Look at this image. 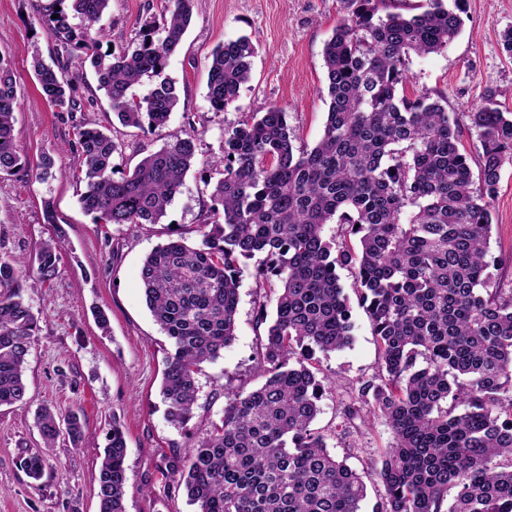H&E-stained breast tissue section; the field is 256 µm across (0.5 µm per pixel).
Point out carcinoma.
Returning a JSON list of instances; mask_svg holds the SVG:
<instances>
[{
    "label": "carcinoma",
    "mask_w": 512,
    "mask_h": 512,
    "mask_svg": "<svg viewBox=\"0 0 512 512\" xmlns=\"http://www.w3.org/2000/svg\"><path fill=\"white\" fill-rule=\"evenodd\" d=\"M112 0H51L42 22L59 45L53 64L32 47L35 79L47 103L76 111L73 51L85 54L99 89L121 125L164 126L179 103L162 76L189 26L194 0H164L142 24L139 40L103 52L93 28ZM350 19L325 42L330 99L321 139L293 144L285 108L252 112L224 129L221 178L198 225L200 240L170 237L143 261L147 306L170 343L161 392L171 423L195 416L201 365L221 357L236 337L239 279L245 261L262 256L255 280L279 285L273 316L260 302L265 343L257 368L264 382L237 392L188 455L163 459L175 489L195 512H360L362 475L328 449L312 428L327 377L315 352L351 345L352 307L340 285L353 288L380 349L379 373L358 387L346 417L360 408L382 417L395 444L365 474L384 489L379 512H512V288H504L487 256L492 203L501 170L512 163V112L496 92L470 114L480 143L479 176L458 147L460 121L428 94L399 95L411 55L440 53L460 33L462 0L450 10L427 0L416 15L390 10L389 0H345ZM57 18H52V15ZM87 21L79 30L70 15ZM255 47L247 36L212 52L206 97L217 111L237 100L251 79ZM160 81L130 94L143 75ZM17 97L0 60V176L28 167L14 138ZM195 133L143 157L112 177L119 144L112 133L77 125L70 146L83 167L72 178L93 223L158 224L195 163ZM337 225L325 235V226ZM62 245L50 239L35 256L51 279ZM30 270L0 257V407L26 396L23 374L38 321L23 298ZM44 445L61 435L77 448L79 414L36 413ZM125 433L112 421L97 481L99 512H126ZM19 465L37 479L43 456Z\"/></svg>",
    "instance_id": "1"
}]
</instances>
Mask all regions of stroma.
<instances>
[{
    "label": "stroma",
    "mask_w": 512,
    "mask_h": 512,
    "mask_svg": "<svg viewBox=\"0 0 512 512\" xmlns=\"http://www.w3.org/2000/svg\"><path fill=\"white\" fill-rule=\"evenodd\" d=\"M48 2L0 0V58L13 72L18 101L15 143L30 162L29 169L0 179V257L32 258L41 242L63 238L55 277L45 281L33 273L24 283L23 297L38 318L39 331L25 371L26 402L0 407V512H98L100 454L115 420L127 441V512H194L184 492L166 490L162 461L174 452H191L222 417L228 393L258 384L256 357L264 335L256 324L260 290L252 270H245L236 338L220 358L203 364L195 416L177 427L167 417L161 394L169 343L145 303L142 261L172 231L198 240L202 215L212 204L209 184L219 177L211 162L223 154L225 128L243 113L286 108L295 146L311 147L320 139L329 106L320 93L325 86L323 47L348 11L344 0H195L181 47L164 70L176 83L179 105L164 127L143 132L121 128L94 74L83 66L82 52H75L71 62L79 77L75 98L80 111H55L38 92L32 47L40 48L45 62L57 57V43L39 21V10ZM147 3L112 0L99 22L105 44L119 49L132 43L148 15ZM463 8L461 32L446 50L410 57L404 93L445 97L448 112L460 120V147L475 166L479 142L469 114L479 107L484 91L495 90L503 108L512 111V56L501 41L503 31L512 28V0H465ZM242 35L256 51L252 76L234 105L219 112L206 97L211 52ZM78 124L118 132L120 145L112 158L116 179L148 153L197 130L196 162L160 223L106 229L93 223L80 204L84 184L61 175L80 165L78 153L69 147ZM45 153L54 158L60 175L41 181L31 167ZM48 201L56 214L52 224L44 221ZM492 214L490 254L507 287L512 285V164L502 169ZM97 307L109 318V333L97 326ZM353 321L352 345L319 358L321 373L332 385L314 427L326 435L332 453L360 470L393 443L394 435L380 418L361 417L355 428L345 426L350 391L377 374L379 360L361 308H354ZM40 406L80 412V447L61 440L45 449L34 418ZM29 454L46 458L41 479L29 478L17 465L20 456Z\"/></svg>",
    "instance_id": "35a3bbf8"
}]
</instances>
